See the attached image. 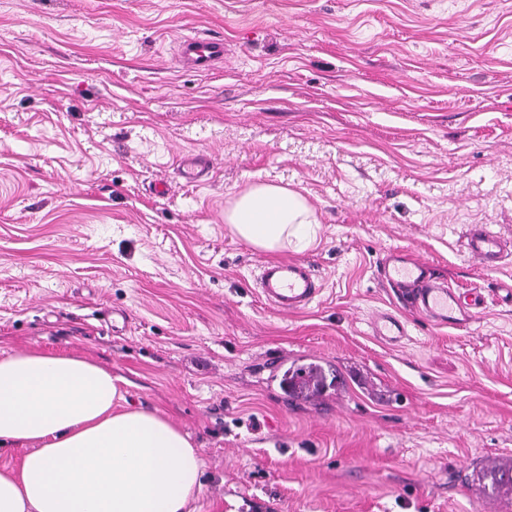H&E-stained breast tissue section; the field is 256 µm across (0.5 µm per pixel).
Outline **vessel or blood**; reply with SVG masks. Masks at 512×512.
I'll list each match as a JSON object with an SVG mask.
<instances>
[{
  "instance_id": "vessel-or-blood-1",
  "label": "vessel or blood",
  "mask_w": 512,
  "mask_h": 512,
  "mask_svg": "<svg viewBox=\"0 0 512 512\" xmlns=\"http://www.w3.org/2000/svg\"><path fill=\"white\" fill-rule=\"evenodd\" d=\"M181 48L183 55L191 57L196 65L206 70L224 56L223 45L216 40L188 37L183 39ZM463 248L469 257L487 268L497 267L508 251L500 236L484 227L471 229ZM382 276L391 287L397 288L407 308L438 327L468 324L476 309L484 303L480 289H473L466 296L460 295L433 276L430 264L403 254L388 257ZM258 285L267 303L284 314L306 309L322 291L310 266L298 260L262 263ZM371 330L376 338L394 347L402 344L408 335L406 321L389 311L373 316Z\"/></svg>"
}]
</instances>
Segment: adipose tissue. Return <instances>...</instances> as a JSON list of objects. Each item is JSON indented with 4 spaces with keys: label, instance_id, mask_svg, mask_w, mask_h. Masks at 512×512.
<instances>
[{
    "label": "adipose tissue",
    "instance_id": "obj_1",
    "mask_svg": "<svg viewBox=\"0 0 512 512\" xmlns=\"http://www.w3.org/2000/svg\"><path fill=\"white\" fill-rule=\"evenodd\" d=\"M231 232L274 253L310 248L315 211L300 192L256 182L224 209ZM118 378L86 358L0 353V512H189L204 462L163 415L122 405Z\"/></svg>",
    "mask_w": 512,
    "mask_h": 512
}]
</instances>
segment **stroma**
Instances as JSON below:
<instances>
[{
    "mask_svg": "<svg viewBox=\"0 0 512 512\" xmlns=\"http://www.w3.org/2000/svg\"><path fill=\"white\" fill-rule=\"evenodd\" d=\"M189 36L223 66H183ZM255 182L319 221L281 253L322 282L302 312L260 298L269 255L224 222ZM474 224L512 242V0H0V351L122 378L199 448L192 512H512L478 479L512 455V257H468ZM397 252L483 309L403 311L383 346ZM278 354L362 380L291 407ZM373 336L388 346H399L408 336L407 323L400 316L382 311L375 314L371 322Z\"/></svg>",
    "mask_w": 512,
    "mask_h": 512,
    "instance_id": "stroma-1",
    "label": "stroma"
}]
</instances>
